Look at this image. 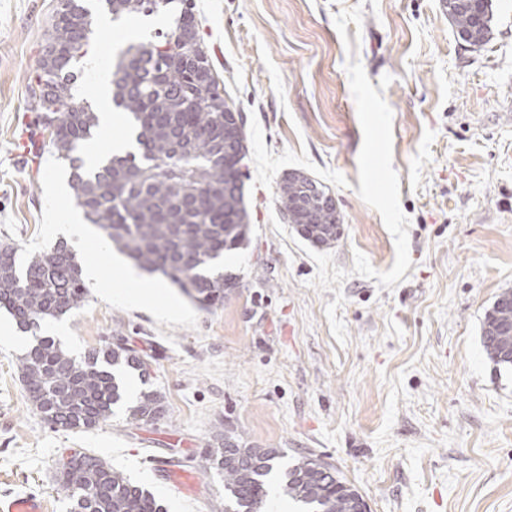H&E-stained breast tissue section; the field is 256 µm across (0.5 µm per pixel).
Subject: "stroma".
<instances>
[{"instance_id": "obj_1", "label": "stroma", "mask_w": 512, "mask_h": 512, "mask_svg": "<svg viewBox=\"0 0 512 512\" xmlns=\"http://www.w3.org/2000/svg\"><path fill=\"white\" fill-rule=\"evenodd\" d=\"M58 0H0V242L49 251L73 209L70 169L36 129L31 79ZM201 41L243 113L251 241L224 257L238 286L201 310L168 281L133 302L89 293L61 316L73 356L117 343L151 365L153 422L127 404L89 431L50 428L23 390V345L0 337V499L45 498L86 448L166 512H224L203 472L216 433L314 456L370 512H512V370L482 345L512 289V0L482 49L439 0H193ZM169 29L161 15L96 22L111 59ZM306 172L336 198L341 235L317 248L283 217L278 185ZM170 465L183 483L158 475ZM164 411L161 395L155 391H146L141 394L138 402L130 407L129 419L136 424L146 423L160 418Z\"/></svg>"}]
</instances>
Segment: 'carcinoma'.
<instances>
[{"label": "carcinoma", "instance_id": "obj_1", "mask_svg": "<svg viewBox=\"0 0 512 512\" xmlns=\"http://www.w3.org/2000/svg\"><path fill=\"white\" fill-rule=\"evenodd\" d=\"M53 16L32 88L38 127L48 132L58 157L68 161L74 204L138 268L179 288L190 302L208 309L224 303L236 278L214 271L224 255L247 246L250 217L244 201L241 162L247 133L240 126L229 149L224 115L233 102L213 72L206 51L195 61L180 59L176 37L199 39L189 0L174 19L175 28L152 41L131 43L112 63L111 99L129 127L131 149L87 167L79 155L99 126V116L77 100L72 69L88 45L93 17L85 0H64ZM113 18L165 13L175 0H98ZM448 21L457 39L482 47L492 33V0H447ZM481 22H474V13ZM329 189L293 170L279 183L282 210L306 199L318 210L312 227L288 215V223L315 247H329L340 237L333 213L322 207ZM15 243L0 244V308L28 332L47 318L79 308L87 288L74 252L64 242L25 262ZM512 322V291L502 292L486 315L482 344L498 366L512 369L501 356L511 340L499 328ZM28 400L56 430H91L107 422L125 396L124 375L149 376L148 364L118 344L90 350L78 360L49 337H40L20 357ZM164 413L160 394L146 391L130 407L139 424ZM218 446L201 460L205 471L224 473V512H260L276 492L312 512H368L358 490L311 456L280 469L277 448H258L222 433ZM57 484L72 501V512H164L144 488L112 469L92 450L62 460Z\"/></svg>", "mask_w": 512, "mask_h": 512}]
</instances>
